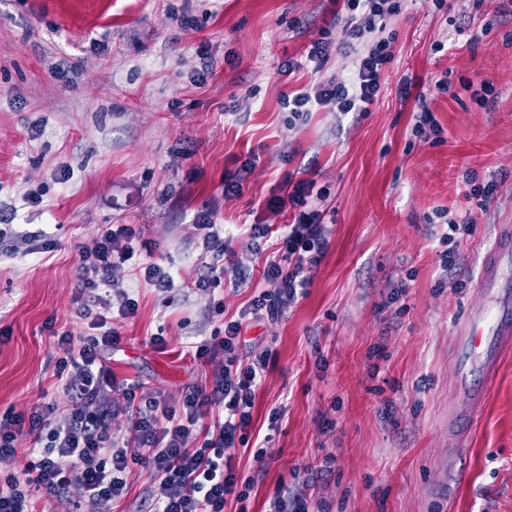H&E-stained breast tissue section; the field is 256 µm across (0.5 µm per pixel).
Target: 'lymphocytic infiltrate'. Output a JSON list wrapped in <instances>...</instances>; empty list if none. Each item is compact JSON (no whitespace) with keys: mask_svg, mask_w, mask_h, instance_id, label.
Wrapping results in <instances>:
<instances>
[{"mask_svg":"<svg viewBox=\"0 0 512 512\" xmlns=\"http://www.w3.org/2000/svg\"><path fill=\"white\" fill-rule=\"evenodd\" d=\"M333 16L348 33L350 77L336 76L289 94L292 120L303 119L317 105L333 104L339 112H367L377 98L386 67L394 58L385 38L384 21L400 12V0H332ZM331 184L313 178L288 179L265 210L290 215L280 234L278 253L265 264L262 287L256 289L237 319L224 325L223 336L194 345L198 359L216 361L212 380L185 395L181 407L159 397L138 401L136 385L121 383L103 360V352L119 339L105 311L117 306L121 316H134L137 302L115 278V270L133 260L136 232L128 225L105 227L92 244L80 249L79 312L88 334L74 345L69 333L57 344L63 351L54 375L69 399L65 411L51 404L29 413H0V458L23 455L22 475L0 481V512H30L26 475L50 496L72 483L84 492L86 512L122 497L132 466L151 471L150 496L155 512H224L229 500H247L253 480L235 464L237 444L245 443L252 425L256 392L269 368V351H245L243 333L250 323L281 315L307 288L328 247L327 201ZM198 287L216 289L243 284L229 238L211 216L200 217ZM221 416H213L214 408ZM126 415L125 441L112 436V419ZM32 447L19 452L22 439Z\"/></svg>","mask_w":512,"mask_h":512,"instance_id":"1","label":"lymphocytic infiltrate"}]
</instances>
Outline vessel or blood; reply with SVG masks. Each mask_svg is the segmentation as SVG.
I'll list each match as a JSON object with an SVG mask.
<instances>
[{"label":"vessel or blood","instance_id":"b4317fda","mask_svg":"<svg viewBox=\"0 0 512 512\" xmlns=\"http://www.w3.org/2000/svg\"><path fill=\"white\" fill-rule=\"evenodd\" d=\"M484 297L494 306L479 304L467 312L456 330L458 387L465 394L469 412H477L484 393L471 388L472 371L492 375L505 347L512 345V227L503 226L495 249L487 259L479 282Z\"/></svg>","mask_w":512,"mask_h":512}]
</instances>
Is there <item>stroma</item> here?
Masks as SVG:
<instances>
[{"label":"stroma","instance_id":"stroma-1","mask_svg":"<svg viewBox=\"0 0 512 512\" xmlns=\"http://www.w3.org/2000/svg\"><path fill=\"white\" fill-rule=\"evenodd\" d=\"M331 9L330 0H0V210L11 218L0 239V413L67 407L55 334L86 330L79 248L106 224L135 229L143 259L179 287L135 290L137 312L114 317L120 340L104 362L142 396L180 406L215 369L187 346L237 317L277 249L271 237L255 254L239 227L258 215L285 223L262 212L265 199L288 177H313L335 189L326 254L292 308L244 334L247 350L274 354L250 448L235 459L254 480L248 512H269L281 486L310 512H512V347L463 450L448 445V412L466 407L453 329L479 300L500 225H512V14L498 0H450L441 11L402 0L385 20L395 58L369 112L326 105L289 125L285 94L351 70L344 53L317 74L280 70L305 60L320 30L343 44ZM441 73L444 91L430 81ZM486 78L495 97L482 106L463 85ZM414 82L440 142L410 135L416 102L402 90ZM247 159L242 195L225 197V178ZM468 170L499 189L446 274L448 227L433 215L470 208L458 192ZM204 213L233 234L249 284L196 288ZM403 279L405 295L387 303ZM157 332L161 350L149 344ZM149 486V471L133 466L126 495L101 512H152Z\"/></svg>","mask_w":512,"mask_h":512}]
</instances>
